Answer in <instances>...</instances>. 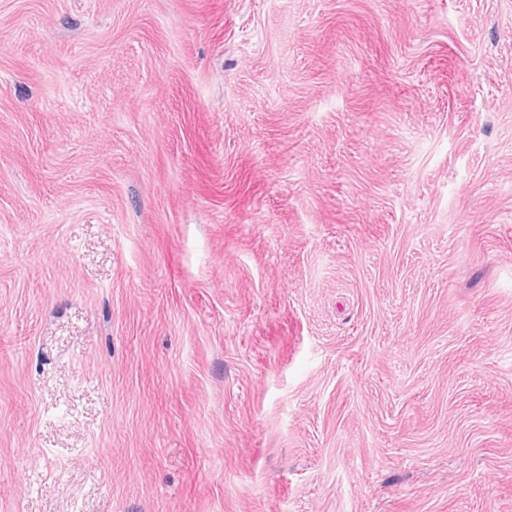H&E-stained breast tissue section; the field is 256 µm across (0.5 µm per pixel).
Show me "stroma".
<instances>
[{"label": "stroma", "instance_id": "stroma-1", "mask_svg": "<svg viewBox=\"0 0 512 512\" xmlns=\"http://www.w3.org/2000/svg\"><path fill=\"white\" fill-rule=\"evenodd\" d=\"M0 512H512V0H0Z\"/></svg>", "mask_w": 512, "mask_h": 512}]
</instances>
